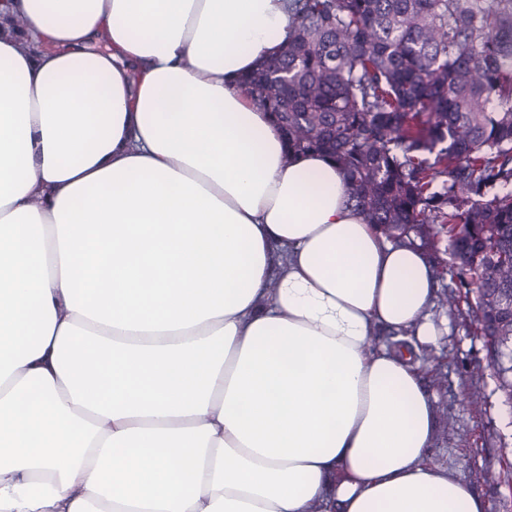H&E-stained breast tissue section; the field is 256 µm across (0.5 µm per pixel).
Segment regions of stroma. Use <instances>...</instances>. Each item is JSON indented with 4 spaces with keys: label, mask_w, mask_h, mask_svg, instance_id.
<instances>
[{
    "label": "stroma",
    "mask_w": 512,
    "mask_h": 512,
    "mask_svg": "<svg viewBox=\"0 0 512 512\" xmlns=\"http://www.w3.org/2000/svg\"><path fill=\"white\" fill-rule=\"evenodd\" d=\"M423 251L436 273L431 318L444 331L437 347L421 354L438 422L431 457L487 498L492 512H512V401L501 391L491 354L474 329L476 294L454 289L447 236ZM453 290L461 298L456 308L446 302ZM475 393L480 401L474 405Z\"/></svg>",
    "instance_id": "obj_1"
}]
</instances>
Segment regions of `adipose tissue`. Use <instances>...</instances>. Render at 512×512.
<instances>
[{"label": "adipose tissue", "instance_id": "1", "mask_svg": "<svg viewBox=\"0 0 512 512\" xmlns=\"http://www.w3.org/2000/svg\"><path fill=\"white\" fill-rule=\"evenodd\" d=\"M290 8L0 0V512H490L430 259L240 83Z\"/></svg>", "mask_w": 512, "mask_h": 512}]
</instances>
